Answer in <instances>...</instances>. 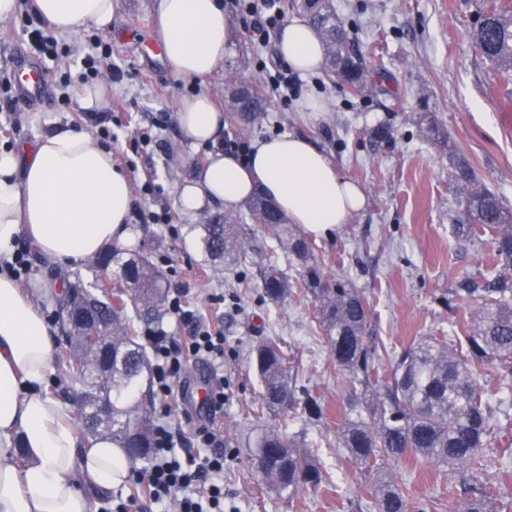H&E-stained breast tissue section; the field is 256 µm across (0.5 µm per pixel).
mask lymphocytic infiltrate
<instances>
[{"label": "lymphocytic infiltrate", "instance_id": "f902f5d3", "mask_svg": "<svg viewBox=\"0 0 512 512\" xmlns=\"http://www.w3.org/2000/svg\"><path fill=\"white\" fill-rule=\"evenodd\" d=\"M169 309L187 334L176 338L159 332L150 338L153 358L152 385L163 399L172 398L187 364L205 360L218 373L208 406V416L193 429L197 447L203 455L180 460L179 443L164 425L155 428V448L149 464L135 473V482L147 494L156 512H224V434L218 425L224 414V334L201 322L180 299H172Z\"/></svg>", "mask_w": 512, "mask_h": 512}]
</instances>
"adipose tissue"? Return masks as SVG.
I'll use <instances>...</instances> for the list:
<instances>
[{
    "label": "adipose tissue",
    "instance_id": "ef3b65f1",
    "mask_svg": "<svg viewBox=\"0 0 512 512\" xmlns=\"http://www.w3.org/2000/svg\"><path fill=\"white\" fill-rule=\"evenodd\" d=\"M31 2L62 34L110 29L119 8V0ZM155 16V36L176 76L205 80L223 66L229 21L222 0H156ZM276 48L301 74L323 66V44L306 20L288 23ZM176 117L188 141L209 149L205 165L178 187L189 218L235 210L260 192L289 223L322 235L365 205L364 192L308 138L259 140L243 158L221 149L226 115L207 93L181 100ZM132 198L129 175L95 133L66 130L0 148V260L12 261L22 234L61 265L126 245L134 236ZM51 369L49 327L34 294L0 273V512H95L78 476L111 489L130 475L125 450L110 438L80 447L71 410L45 389Z\"/></svg>",
    "mask_w": 512,
    "mask_h": 512
}]
</instances>
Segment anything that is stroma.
Segmentation results:
<instances>
[{
  "label": "stroma",
  "instance_id": "35a3bbf8",
  "mask_svg": "<svg viewBox=\"0 0 512 512\" xmlns=\"http://www.w3.org/2000/svg\"><path fill=\"white\" fill-rule=\"evenodd\" d=\"M230 23V54L223 71L204 82L174 75L153 36L154 0H120L112 29L89 28L54 34L40 62L48 77L42 100L22 105L10 75L19 55L29 53L26 34L46 24L23 0L17 15L0 23V146L32 142L69 126L87 128L82 109L68 104L72 92L104 83L101 110L111 133L104 144L130 176L134 203L130 247L158 266L169 293L180 292L194 313L224 332V446L234 459L224 467V512H375L366 493L368 478L336 438L345 405V379L337 374L310 300L298 291L272 304L261 298L269 267L289 281L299 278L297 260L286 258L272 234L246 221L245 266L215 270L197 244L191 220L182 212L179 182L203 165L208 150L182 134L179 101L200 92L223 104L226 71L269 89L278 61L275 44L260 46L234 0H223ZM490 0H334L364 69L366 85L350 94L326 73L300 76L292 100L272 95L265 116L251 128L249 141L300 135L324 151L366 195V204L348 224L311 237L315 259L332 277L363 289L371 308V334L383 351L381 371L391 358L421 336L456 334V317L444 300L457 281L486 272L488 241L458 245L449 232L463 206L454 186L456 157H464L478 180L512 209V80L475 47L471 33ZM310 93L328 110L319 118L299 111L298 98ZM448 131V147L425 135L429 121ZM395 131L392 143L375 147L379 125ZM28 271L26 288L63 280L91 279L86 263L51 266L36 241L19 236ZM276 339L290 360L295 393L310 392L322 410L311 419L300 404L288 411L286 432L318 451L327 482L295 495L261 485L253 446L273 427L258 415L259 381L250 349L260 339ZM512 433L488 437L483 454L486 476L501 502L512 501ZM392 474L411 502V512H448L454 476L423 462H392Z\"/></svg>",
  "mask_w": 512,
  "mask_h": 512
}]
</instances>
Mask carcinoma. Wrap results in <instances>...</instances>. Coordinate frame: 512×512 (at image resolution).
Returning <instances> with one entry per match:
<instances>
[{
  "mask_svg": "<svg viewBox=\"0 0 512 512\" xmlns=\"http://www.w3.org/2000/svg\"><path fill=\"white\" fill-rule=\"evenodd\" d=\"M301 7L325 44L328 70L350 90H362L363 69L349 48L333 0H302ZM472 39L502 75L512 77L511 5L483 15ZM225 104L244 131L263 117L268 100L245 85L230 90ZM455 178L465 207L451 234L460 244L490 236L493 267L480 280L461 279L445 300L449 309L463 313V344L451 345L445 336H422L399 353L392 371L383 376L375 365L370 306L361 289L330 280L296 225L262 195L246 201L251 218L272 228L279 246L302 267L300 288L314 303L336 372L350 386L337 438L351 460L373 473L368 494L377 512H409L408 497L377 467L379 460L407 457L462 475L450 491L456 512H493L494 491L482 478V448L503 426L493 420L480 376L492 366L503 379L512 378V211L480 184L466 161H458ZM241 221L239 215L218 212L200 225L202 253L226 266L244 264L248 250L239 235ZM94 261L101 276L63 284L57 311L63 339L59 362L80 384V428L93 439L112 436L131 460L145 461L153 447L155 395L148 346L138 328L160 322L166 300L163 276L149 258L115 247ZM289 288L288 279L272 268L263 278L262 297L278 303ZM254 360L261 409L286 419L293 400L288 356L266 338L254 348ZM254 458L260 482L277 491L292 495L301 487L317 490L324 483L307 445L278 426L258 437Z\"/></svg>",
  "mask_w": 512,
  "mask_h": 512,
  "instance_id": "obj_1",
  "label": "carcinoma"
}]
</instances>
